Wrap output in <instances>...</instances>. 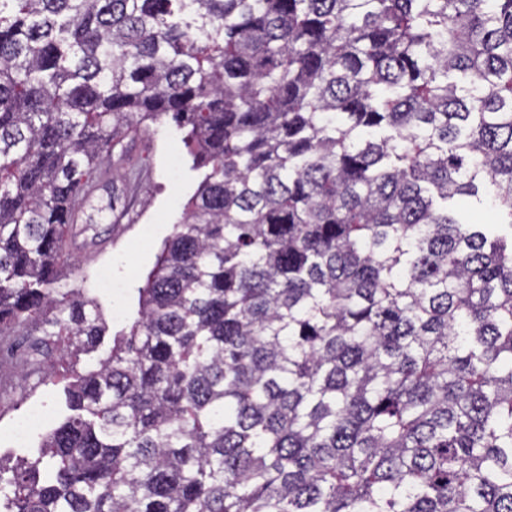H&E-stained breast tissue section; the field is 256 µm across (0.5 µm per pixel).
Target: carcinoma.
<instances>
[{"mask_svg":"<svg viewBox=\"0 0 512 512\" xmlns=\"http://www.w3.org/2000/svg\"><path fill=\"white\" fill-rule=\"evenodd\" d=\"M162 116L205 172L100 355L60 257ZM15 336L96 357L6 512H512V0H0Z\"/></svg>","mask_w":512,"mask_h":512,"instance_id":"obj_1","label":"carcinoma"}]
</instances>
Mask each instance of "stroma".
<instances>
[{
    "label": "stroma",
    "mask_w": 512,
    "mask_h": 512,
    "mask_svg": "<svg viewBox=\"0 0 512 512\" xmlns=\"http://www.w3.org/2000/svg\"><path fill=\"white\" fill-rule=\"evenodd\" d=\"M184 135V130L165 117L150 124L145 133L129 136L131 160L150 164L147 177L132 197L125 198L121 175L110 173L92 201L91 226L68 241L60 263L62 285L97 299L109 331L121 329L126 316L136 310L138 290L201 179L200 172L191 168ZM114 202L126 205L127 220L114 222L110 209ZM102 274L112 279L114 292L99 288ZM70 379V373L60 372L56 382L37 383L1 402L0 432L23 420L34 405H45L53 417H60L63 390Z\"/></svg>",
    "instance_id": "stroma-1"
}]
</instances>
